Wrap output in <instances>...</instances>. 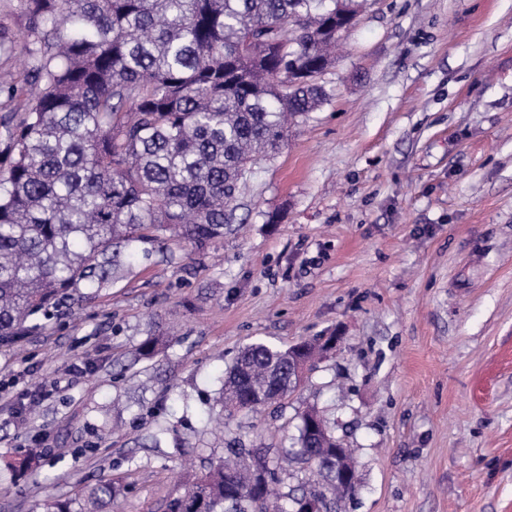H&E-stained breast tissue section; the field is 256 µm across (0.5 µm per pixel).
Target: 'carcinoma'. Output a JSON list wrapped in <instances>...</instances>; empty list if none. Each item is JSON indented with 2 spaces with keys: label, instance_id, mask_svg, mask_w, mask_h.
I'll use <instances>...</instances> for the list:
<instances>
[{
  "label": "carcinoma",
  "instance_id": "1",
  "mask_svg": "<svg viewBox=\"0 0 512 512\" xmlns=\"http://www.w3.org/2000/svg\"><path fill=\"white\" fill-rule=\"evenodd\" d=\"M29 26L0 33L29 68L0 82L26 103L0 117V345L60 320L170 238L205 252L236 223L258 161L276 155L288 123L331 93L317 79L353 19L336 0H23ZM152 333L138 358L158 354ZM259 341L218 377L216 403L233 416L288 397V353ZM289 461L330 495L335 512L355 488L332 484L336 436L311 408ZM29 448L13 467L41 468ZM281 467L230 448L170 501L168 512H296L319 491L274 496ZM119 489L101 478L42 512H104Z\"/></svg>",
  "mask_w": 512,
  "mask_h": 512
}]
</instances>
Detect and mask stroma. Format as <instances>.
Wrapping results in <instances>:
<instances>
[{
    "mask_svg": "<svg viewBox=\"0 0 512 512\" xmlns=\"http://www.w3.org/2000/svg\"><path fill=\"white\" fill-rule=\"evenodd\" d=\"M360 2L330 100L256 166L215 251L168 243L0 345V512L100 478L125 488L112 512H167L230 443L276 463L311 406L354 451L343 512H512V0ZM156 328L170 344L135 360ZM332 334L281 404L204 421L245 346ZM35 443L39 476L13 474Z\"/></svg>",
    "mask_w": 512,
    "mask_h": 512,
    "instance_id": "35a3bbf8",
    "label": "stroma"
}]
</instances>
